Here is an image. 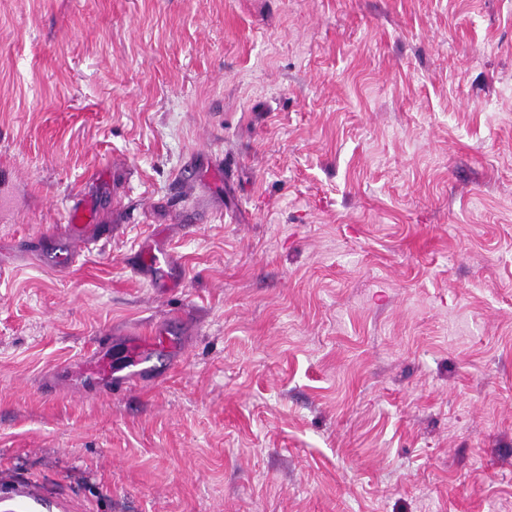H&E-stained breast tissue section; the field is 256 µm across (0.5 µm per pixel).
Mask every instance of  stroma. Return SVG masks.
Here are the masks:
<instances>
[{
    "label": "stroma",
    "instance_id": "obj_1",
    "mask_svg": "<svg viewBox=\"0 0 512 512\" xmlns=\"http://www.w3.org/2000/svg\"><path fill=\"white\" fill-rule=\"evenodd\" d=\"M168 323L159 378L72 388ZM22 482L512 512V0H0V512Z\"/></svg>",
    "mask_w": 512,
    "mask_h": 512
}]
</instances>
